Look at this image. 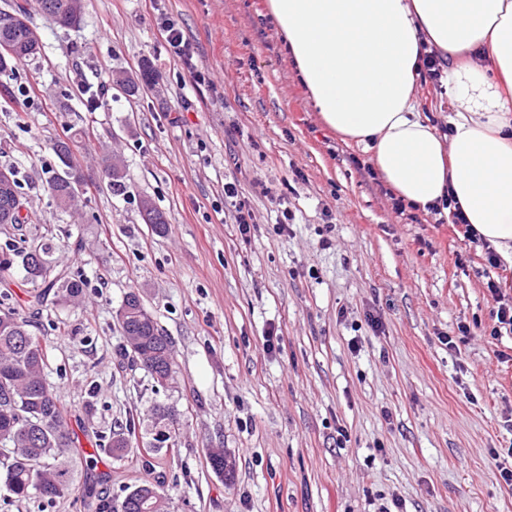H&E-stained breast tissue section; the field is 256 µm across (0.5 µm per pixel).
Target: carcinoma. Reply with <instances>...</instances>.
I'll return each instance as SVG.
<instances>
[{"mask_svg": "<svg viewBox=\"0 0 512 512\" xmlns=\"http://www.w3.org/2000/svg\"><path fill=\"white\" fill-rule=\"evenodd\" d=\"M37 8L61 28H75L82 21L71 0H12L11 10H21L24 20L0 27V44L6 43L13 52L0 51V74L16 64L38 55L41 41L31 25V9ZM62 164L47 181V189L56 206L63 211L76 201L84 183L80 167L70 160V147L64 141L54 146ZM114 192L126 189L123 161L111 156L105 160ZM25 208L22 185L18 178L5 187L0 184V224L10 217V224L31 223L21 215ZM51 247L36 238H22L0 254V281L7 280L14 265L25 272V280L39 287L31 300L32 307L46 303L68 304L80 299L87 281L78 273L58 271L50 259ZM9 292L0 293V482L7 498L27 499L36 496L54 500L71 494L76 488L74 453L79 437L71 426L72 412L60 400L47 375L50 351L42 340L28 329V320L11 303ZM118 328L124 345L116 356L130 366L144 370L152 377L153 387L163 384L153 378L152 366L146 359L155 360L165 374L175 373V359L170 337L159 327L154 315L145 307L139 293H126V303L116 312ZM143 419L129 412L125 421L115 423L110 435H94L93 454L105 449L112 458L123 459L133 449V439L142 430ZM183 423L179 414L169 407L155 405L151 412V427L155 430L150 454L141 455L143 469L154 467L152 459L163 445L180 437ZM226 454L222 448L209 450L208 459L213 471L230 481L235 465L224 466ZM95 512H170V497L160 485L144 482L129 487L122 496L100 495Z\"/></svg>", "mask_w": 512, "mask_h": 512, "instance_id": "1", "label": "carcinoma"}]
</instances>
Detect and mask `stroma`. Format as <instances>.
<instances>
[{
  "instance_id": "stroma-1",
  "label": "stroma",
  "mask_w": 512,
  "mask_h": 512,
  "mask_svg": "<svg viewBox=\"0 0 512 512\" xmlns=\"http://www.w3.org/2000/svg\"><path fill=\"white\" fill-rule=\"evenodd\" d=\"M265 9L84 0L71 29L32 12L41 52L0 80L35 95L28 107L0 96V167L18 173L26 232L51 240L57 268L88 286L81 303L37 315L22 268L8 289L45 325L49 379L90 430L109 434L156 404L184 428L153 470L101 453L78 461L79 492L0 500V512H94L102 489L145 481L168 487L171 512H374L381 498L397 499L394 512H512L490 464L496 452L512 465V333L496 317L512 305V266H490L432 212L395 211L370 153L322 122ZM163 12L191 64L170 54ZM193 66L209 83H193ZM145 67L152 82L136 95L112 80ZM96 91L106 104L93 110ZM417 99L423 121L447 125L448 88L418 77ZM60 140L86 176L67 213L47 191ZM112 153L125 160L121 194L103 174ZM228 182L250 200L248 237ZM144 197L165 213L163 231L143 223ZM132 290L173 342L175 383L158 393L115 355V313ZM58 321L65 332L48 330ZM212 448L233 460V480L211 469Z\"/></svg>"
}]
</instances>
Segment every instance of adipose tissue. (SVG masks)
Masks as SVG:
<instances>
[{"label":"adipose tissue","instance_id":"1","mask_svg":"<svg viewBox=\"0 0 512 512\" xmlns=\"http://www.w3.org/2000/svg\"><path fill=\"white\" fill-rule=\"evenodd\" d=\"M267 12L322 121L406 202L453 194L512 262V0H267ZM428 48L457 101L445 139L417 110Z\"/></svg>","mask_w":512,"mask_h":512}]
</instances>
